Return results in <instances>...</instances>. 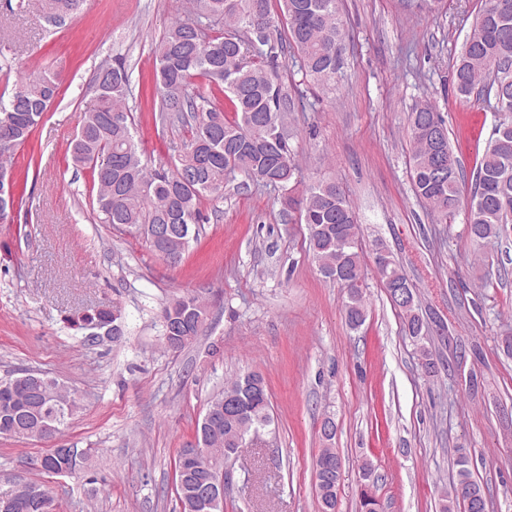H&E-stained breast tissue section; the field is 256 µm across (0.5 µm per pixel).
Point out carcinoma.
<instances>
[{
    "mask_svg": "<svg viewBox=\"0 0 512 512\" xmlns=\"http://www.w3.org/2000/svg\"><path fill=\"white\" fill-rule=\"evenodd\" d=\"M80 2L44 0L48 20H64ZM472 29L453 72L457 92L468 96L480 86L512 91V0H485ZM344 37L338 0H191L189 16L171 21L154 48L159 121L187 128V139L176 147L174 167H150L136 141L125 67L118 64L96 72L100 89L94 91V103L69 145L72 165L90 172L96 220L118 231L137 232L136 238L150 252L175 266L199 235L203 200L222 193L226 179L241 172L283 192L295 223L308 226V253L324 278L340 284L349 275L364 274L357 246L359 224L336 183L298 190L300 169L282 128L294 103L275 67L285 49L292 48L300 72L324 86L340 69ZM198 77L224 92L231 114L217 100L194 90ZM58 93L57 75L47 69L22 74L13 94L7 99L0 96V188H17L11 159L31 139ZM433 125L446 130L444 118L431 103L416 106L408 115L411 180L416 197L446 218L458 206L461 177H435L438 160L429 131ZM476 171L483 180L480 192L470 199L469 234L480 244L501 238L512 226V116L496 125ZM157 224L167 225L168 239L151 240V227ZM381 253L386 261L376 273L386 293L406 289L411 305L399 310L403 330L414 342L420 367L431 375L437 362L420 314L418 290L392 253L375 246L373 257ZM342 312L352 330L365 323L364 289H347ZM174 313L180 317L177 335L197 337L208 308L200 298L189 296L163 309L162 340L171 350L176 347L170 329ZM112 316L113 310L100 305L83 316L97 327L78 329L92 334L96 343L99 337L112 335ZM224 390L241 396V417L222 422L218 430L210 426L207 415L223 396L218 393L195 429L202 455L189 458L177 451L175 491L183 512H205L199 504L209 481L223 479L225 449L236 444L245 448L253 436L270 433L273 417L261 374L238 375ZM81 409L80 398L57 377L22 369L0 380V434L36 441L39 415L54 416L63 431ZM326 427L322 424L319 431L314 488L319 512H336L333 465L339 454ZM88 461L89 452L82 448L67 455L52 450L41 457L40 468L48 474H73ZM456 465L457 482L442 496L440 512H481L478 505L486 495L473 478L466 449H457ZM28 484L34 495L17 512H43L44 503L56 512L52 490L38 481Z\"/></svg>",
    "mask_w": 512,
    "mask_h": 512,
    "instance_id": "cac0c4a2",
    "label": "carcinoma"
}]
</instances>
